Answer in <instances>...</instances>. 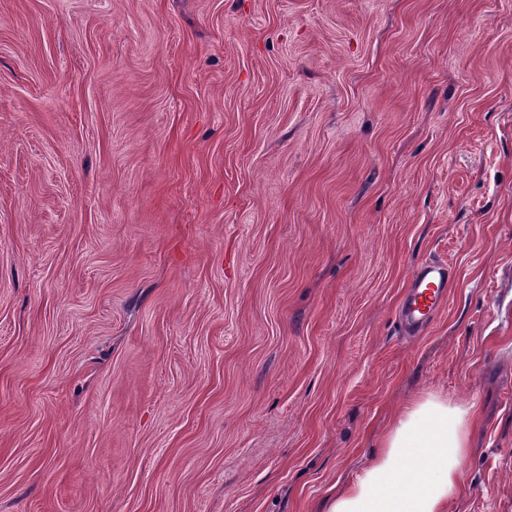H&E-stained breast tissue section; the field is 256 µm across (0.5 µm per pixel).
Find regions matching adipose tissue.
Here are the masks:
<instances>
[{
	"instance_id": "obj_1",
	"label": "adipose tissue",
	"mask_w": 512,
	"mask_h": 512,
	"mask_svg": "<svg viewBox=\"0 0 512 512\" xmlns=\"http://www.w3.org/2000/svg\"><path fill=\"white\" fill-rule=\"evenodd\" d=\"M473 417L472 405L432 393L412 401L392 420L371 465L328 497L325 512H448Z\"/></svg>"
}]
</instances>
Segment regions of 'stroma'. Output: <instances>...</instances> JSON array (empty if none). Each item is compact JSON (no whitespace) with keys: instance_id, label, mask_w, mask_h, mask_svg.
Instances as JSON below:
<instances>
[{"instance_id":"1","label":"stroma","mask_w":512,"mask_h":512,"mask_svg":"<svg viewBox=\"0 0 512 512\" xmlns=\"http://www.w3.org/2000/svg\"><path fill=\"white\" fill-rule=\"evenodd\" d=\"M426 393L512 512V0H0V512H321ZM447 264L425 263L413 274L410 291L401 309L408 332L419 330L443 303L451 278Z\"/></svg>"}]
</instances>
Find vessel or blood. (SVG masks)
Here are the masks:
<instances>
[{
	"label": "vessel or blood",
	"instance_id": "b4317fda",
	"mask_svg": "<svg viewBox=\"0 0 512 512\" xmlns=\"http://www.w3.org/2000/svg\"><path fill=\"white\" fill-rule=\"evenodd\" d=\"M451 272L448 265L422 264L413 274L410 291L401 309V320L407 331L424 326L443 303Z\"/></svg>",
	"mask_w": 512,
	"mask_h": 512
}]
</instances>
